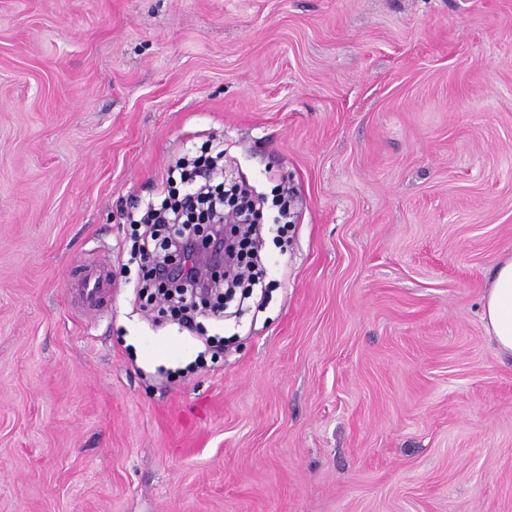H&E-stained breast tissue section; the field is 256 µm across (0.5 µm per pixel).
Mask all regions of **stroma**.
I'll return each instance as SVG.
<instances>
[{"instance_id": "1", "label": "stroma", "mask_w": 512, "mask_h": 512, "mask_svg": "<svg viewBox=\"0 0 512 512\" xmlns=\"http://www.w3.org/2000/svg\"><path fill=\"white\" fill-rule=\"evenodd\" d=\"M215 136L296 205L200 364L126 214ZM511 255L512 0H0V512H512ZM482 319L498 352L512 357V257L496 265L484 295ZM77 291L87 309L101 307L112 294L105 268L102 265L88 266L85 269L81 288H77Z\"/></svg>"}]
</instances>
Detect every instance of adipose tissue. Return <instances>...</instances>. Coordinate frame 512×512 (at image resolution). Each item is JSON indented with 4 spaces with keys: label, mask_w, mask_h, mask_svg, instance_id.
<instances>
[{
    "label": "adipose tissue",
    "mask_w": 512,
    "mask_h": 512,
    "mask_svg": "<svg viewBox=\"0 0 512 512\" xmlns=\"http://www.w3.org/2000/svg\"><path fill=\"white\" fill-rule=\"evenodd\" d=\"M482 319L498 352L512 356V257L496 265L484 295Z\"/></svg>",
    "instance_id": "adipose-tissue-1"
}]
</instances>
